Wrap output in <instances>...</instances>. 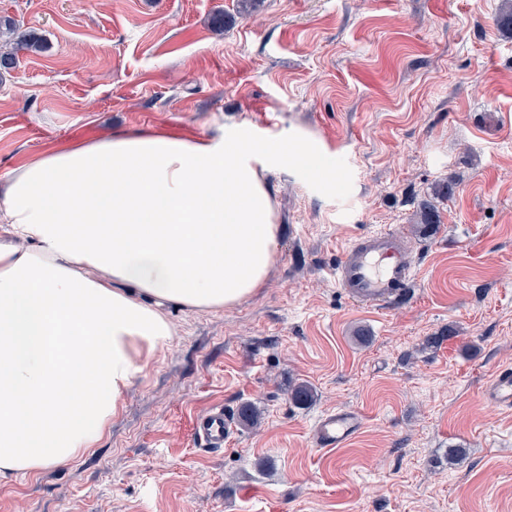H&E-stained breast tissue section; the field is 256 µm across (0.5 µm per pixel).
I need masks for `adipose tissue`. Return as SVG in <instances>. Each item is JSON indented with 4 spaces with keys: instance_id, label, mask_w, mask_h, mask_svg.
I'll return each mask as SVG.
<instances>
[{
    "instance_id": "1",
    "label": "adipose tissue",
    "mask_w": 512,
    "mask_h": 512,
    "mask_svg": "<svg viewBox=\"0 0 512 512\" xmlns=\"http://www.w3.org/2000/svg\"><path fill=\"white\" fill-rule=\"evenodd\" d=\"M268 145L129 130L0 174V480L90 452L151 357L166 312L234 306L264 283L278 226Z\"/></svg>"
}]
</instances>
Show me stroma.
Masks as SVG:
<instances>
[{"label":"stroma","mask_w":512,"mask_h":512,"mask_svg":"<svg viewBox=\"0 0 512 512\" xmlns=\"http://www.w3.org/2000/svg\"><path fill=\"white\" fill-rule=\"evenodd\" d=\"M501 0H0L46 48L0 72V173L52 146L151 127L311 141L275 169L267 278L220 311L169 307L172 342L93 451L0 481V512H512V411L482 397L512 365V35ZM223 14L224 29L212 19ZM454 178L444 200L437 184ZM441 223L419 231L422 205ZM419 278L387 309L332 270L370 231ZM439 348L427 337L445 327ZM309 383L306 407L288 398ZM255 404L218 453L197 415ZM360 435L326 453L318 418ZM465 456L449 462L448 450ZM362 427L361 417L353 411H329L317 421L314 433L316 446L324 450L341 448L359 434Z\"/></svg>","instance_id":"35a3bbf8"}]
</instances>
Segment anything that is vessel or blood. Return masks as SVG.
Segmentation results:
<instances>
[{
    "label": "vessel or blood",
    "instance_id": "vessel-or-blood-1",
    "mask_svg": "<svg viewBox=\"0 0 512 512\" xmlns=\"http://www.w3.org/2000/svg\"><path fill=\"white\" fill-rule=\"evenodd\" d=\"M417 267L401 237L392 232L366 233L342 252L333 275L337 285L353 302L381 308L407 297L416 279ZM484 398L508 411L512 410V368L496 369L483 388ZM363 427L355 412L337 409L317 421L314 438L317 447L333 450L350 442ZM233 429L223 407L198 415L194 435L203 450H223Z\"/></svg>",
    "mask_w": 512,
    "mask_h": 512
}]
</instances>
